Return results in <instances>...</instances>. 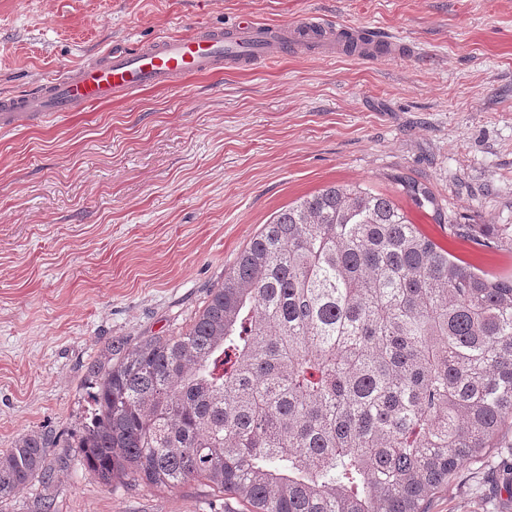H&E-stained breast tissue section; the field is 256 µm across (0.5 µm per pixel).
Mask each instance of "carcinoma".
<instances>
[{
    "instance_id": "1",
    "label": "carcinoma",
    "mask_w": 512,
    "mask_h": 512,
    "mask_svg": "<svg viewBox=\"0 0 512 512\" xmlns=\"http://www.w3.org/2000/svg\"><path fill=\"white\" fill-rule=\"evenodd\" d=\"M89 375L78 447L106 486L204 483L247 512H426L512 427V272L334 184L263 225L179 335ZM49 445L0 453L1 500L47 477Z\"/></svg>"
}]
</instances>
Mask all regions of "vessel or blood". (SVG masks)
<instances>
[{
  "label": "vessel or blood",
  "mask_w": 512,
  "mask_h": 512,
  "mask_svg": "<svg viewBox=\"0 0 512 512\" xmlns=\"http://www.w3.org/2000/svg\"><path fill=\"white\" fill-rule=\"evenodd\" d=\"M317 16L294 24L269 25L245 20L229 28H199L130 49L109 50L89 63L41 83L34 89L0 96V128L37 124L58 112H81L145 89L176 87L187 78L221 69L248 71L271 64L298 44L320 54H335L351 39Z\"/></svg>",
  "instance_id": "obj_1"
}]
</instances>
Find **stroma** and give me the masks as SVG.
I'll return each instance as SVG.
<instances>
[{"label":"stroma","instance_id":"obj_1","mask_svg":"<svg viewBox=\"0 0 512 512\" xmlns=\"http://www.w3.org/2000/svg\"><path fill=\"white\" fill-rule=\"evenodd\" d=\"M315 15L385 30L416 55L303 45L86 112L0 131V450L52 436L50 480L0 512H224V497L102 486L76 443L87 368L185 329L275 212L331 185L386 194L439 247L494 271L512 252L452 232L512 225V0H0V95L111 48L248 17ZM426 184L418 206L400 178ZM512 450L490 448L428 512H512L495 494Z\"/></svg>","mask_w":512,"mask_h":512}]
</instances>
